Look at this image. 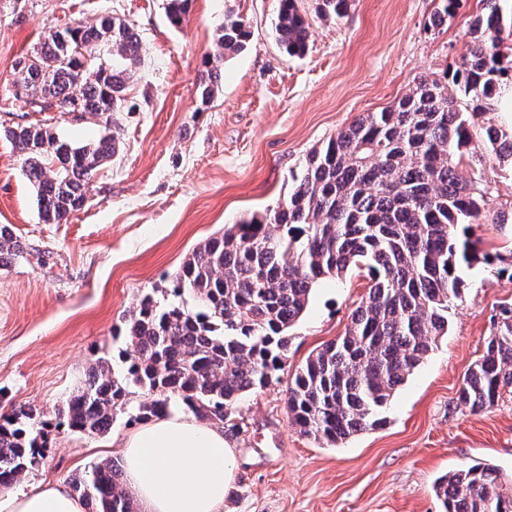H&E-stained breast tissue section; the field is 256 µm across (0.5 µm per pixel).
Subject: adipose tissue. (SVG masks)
Listing matches in <instances>:
<instances>
[{
  "label": "adipose tissue",
  "instance_id": "adipose-tissue-1",
  "mask_svg": "<svg viewBox=\"0 0 512 512\" xmlns=\"http://www.w3.org/2000/svg\"><path fill=\"white\" fill-rule=\"evenodd\" d=\"M125 483L140 512H221L233 451L221 429L192 413L152 419L122 444ZM5 512H84L82 500L58 483L20 493Z\"/></svg>",
  "mask_w": 512,
  "mask_h": 512
}]
</instances>
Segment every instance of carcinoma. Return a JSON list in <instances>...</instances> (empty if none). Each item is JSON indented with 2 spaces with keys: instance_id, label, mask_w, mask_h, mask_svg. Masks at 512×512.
<instances>
[{
  "instance_id": "obj_1",
  "label": "carcinoma",
  "mask_w": 512,
  "mask_h": 512,
  "mask_svg": "<svg viewBox=\"0 0 512 512\" xmlns=\"http://www.w3.org/2000/svg\"><path fill=\"white\" fill-rule=\"evenodd\" d=\"M192 2L166 0L172 26L183 25ZM460 2L441 0L429 26L443 25ZM480 4L471 23L474 46L452 76L469 110H457L448 83L423 76L395 105L356 119L313 150L287 199L210 238L169 287L141 297L124 320L125 370L98 360L66 401L58 425L105 434L138 391L147 400L129 415L134 422L168 414L174 400L203 421L239 432L238 402L272 382L288 351V331L316 285L365 269L371 285L348 331L313 351L288 383V415L303 435L332 446L380 426L397 389L447 333L448 309L463 286L461 265L490 258L468 236L484 193L459 178L457 165L471 141L469 127L512 78V10L503 0ZM350 6L351 0H318L324 17L342 18ZM276 31L289 54L305 52L309 23L296 0H280ZM249 38L244 20L226 11L217 28L221 52L198 83L201 103L220 86L221 62ZM92 45L107 48L125 67L88 59L84 50ZM138 59L134 28L107 16L95 26L50 32L33 54L16 60V85L33 112L102 115L126 106L128 69ZM484 135L498 161H512V130L489 123ZM3 136L25 156L47 224L85 207L91 175L118 146L109 133L71 144L39 124L5 128ZM21 253L0 226V262ZM506 396L512 397L511 308L466 372L458 403L481 411ZM45 426L33 408L0 420V487L39 466ZM72 489L88 512H136L113 460L91 466ZM434 490L444 512H512L500 471L485 463L448 472Z\"/></svg>"
}]
</instances>
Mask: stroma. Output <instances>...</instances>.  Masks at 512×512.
<instances>
[{"label":"stroma","mask_w":512,"mask_h":512,"mask_svg":"<svg viewBox=\"0 0 512 512\" xmlns=\"http://www.w3.org/2000/svg\"><path fill=\"white\" fill-rule=\"evenodd\" d=\"M297 0L308 47L291 55L276 25L280 0H193L173 27L166 0H0V128L36 121L87 144L112 130L119 145L92 175L86 207L63 224L42 221L25 158L0 138V225L23 252L0 265V414L26 406L47 421L46 459L10 490L70 484L92 464L121 458L135 425L118 415L103 435L55 428L57 413L97 359L123 372L119 330L141 295L168 287L206 240L287 198L309 153L360 115L397 102L419 77L446 80L468 55L479 0H462L430 29L439 0H353L324 18ZM247 23V47L227 57L208 105L199 78L219 49L225 11ZM112 15L138 33L140 60L126 83L133 110L110 117L29 110L14 98L16 60L49 31ZM458 174L485 193L472 239L500 251L461 266L448 333L397 390L383 426L338 446L302 436L286 405L288 380L314 349L344 335L367 292L364 273L313 291L271 384L238 404L239 434L223 512H442L437 478L477 462L499 469L512 493V399L473 413L458 406L468 368L483 353L501 307L512 304V165L495 160L480 126L470 129Z\"/></svg>","instance_id":"obj_1"}]
</instances>
